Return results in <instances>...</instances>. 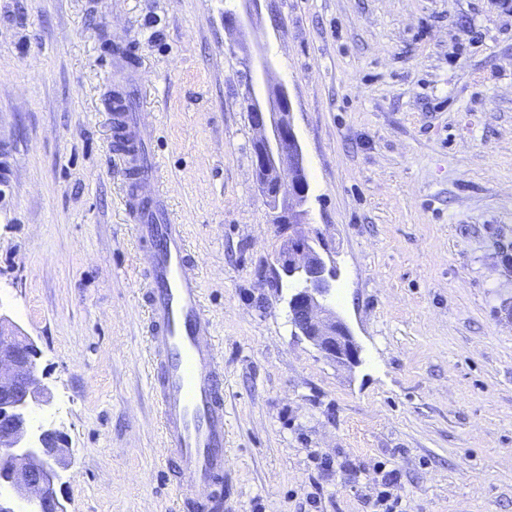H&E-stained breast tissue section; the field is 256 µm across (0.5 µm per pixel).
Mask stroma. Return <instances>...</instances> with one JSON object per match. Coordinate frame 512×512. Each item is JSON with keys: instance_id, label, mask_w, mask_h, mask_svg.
<instances>
[{"instance_id": "1", "label": "stroma", "mask_w": 512, "mask_h": 512, "mask_svg": "<svg viewBox=\"0 0 512 512\" xmlns=\"http://www.w3.org/2000/svg\"><path fill=\"white\" fill-rule=\"evenodd\" d=\"M0 0V314L39 349L66 512H184L149 387L145 258L111 95L158 129L224 360L223 512H512V0ZM130 40L114 77L103 42ZM286 87L309 235L360 347L288 317L252 166L244 49ZM374 512H403L402 497L397 483V476L392 471L385 476L382 489H378L371 498Z\"/></svg>"}]
</instances>
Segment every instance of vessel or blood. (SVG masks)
I'll return each mask as SVG.
<instances>
[{
  "label": "vessel or blood",
  "mask_w": 512,
  "mask_h": 512,
  "mask_svg": "<svg viewBox=\"0 0 512 512\" xmlns=\"http://www.w3.org/2000/svg\"><path fill=\"white\" fill-rule=\"evenodd\" d=\"M114 123L129 149L126 207L143 246L147 270L150 378L159 407L167 461L186 512H219L224 493V364L183 225L167 208L159 166L140 172L154 129L135 112Z\"/></svg>",
  "instance_id": "vessel-or-blood-1"
}]
</instances>
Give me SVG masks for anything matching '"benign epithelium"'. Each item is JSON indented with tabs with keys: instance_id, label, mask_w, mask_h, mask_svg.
<instances>
[{
	"instance_id": "1",
	"label": "benign epithelium",
	"mask_w": 512,
	"mask_h": 512,
	"mask_svg": "<svg viewBox=\"0 0 512 512\" xmlns=\"http://www.w3.org/2000/svg\"><path fill=\"white\" fill-rule=\"evenodd\" d=\"M272 63L264 48L246 54L244 69L267 76ZM243 100L255 136L253 166L272 223L288 232L278 262L297 281L288 299L295 329L322 356L333 362L357 364L360 345L330 300L334 262L320 237L306 234L308 173L295 132L292 105L281 85L245 88ZM37 347L20 326L0 315V512H65L57 495L58 468L67 448L59 432L35 433L29 425L32 404L46 387L37 376Z\"/></svg>"
}]
</instances>
